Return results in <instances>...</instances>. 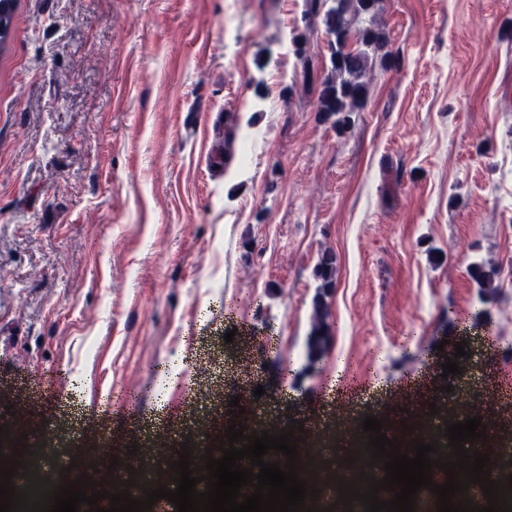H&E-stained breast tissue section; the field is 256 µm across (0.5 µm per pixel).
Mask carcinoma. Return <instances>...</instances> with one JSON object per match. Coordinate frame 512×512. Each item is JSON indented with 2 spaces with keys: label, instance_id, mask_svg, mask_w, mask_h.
Returning <instances> with one entry per match:
<instances>
[{
  "label": "carcinoma",
  "instance_id": "cac0c4a2",
  "mask_svg": "<svg viewBox=\"0 0 512 512\" xmlns=\"http://www.w3.org/2000/svg\"><path fill=\"white\" fill-rule=\"evenodd\" d=\"M375 0H309L307 12L314 16L323 15L322 22L326 32L336 39V49L332 53L331 75L324 83L320 95V108L324 112H336L341 115L337 123L345 124L344 112L358 111L364 101L366 84L362 78L369 67L371 56L368 51L358 53L344 51L345 42L352 25L359 22L362 15L373 8ZM496 271L475 266L474 277L479 288V297L484 299L495 293ZM324 292L314 299L316 322L307 341V358L313 362L318 359L322 343Z\"/></svg>",
  "mask_w": 512,
  "mask_h": 512
}]
</instances>
